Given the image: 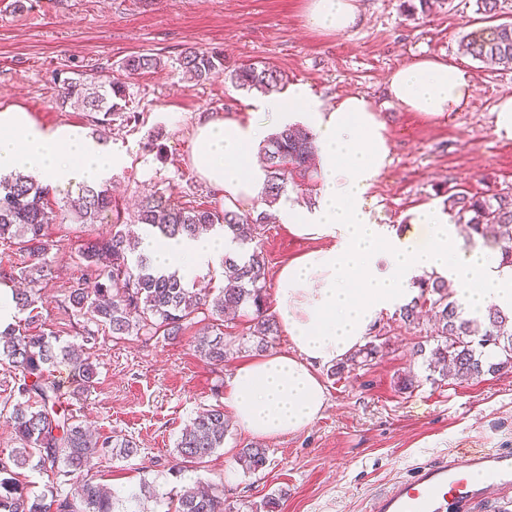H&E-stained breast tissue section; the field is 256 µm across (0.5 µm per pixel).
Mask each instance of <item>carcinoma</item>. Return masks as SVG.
Listing matches in <instances>:
<instances>
[{
  "mask_svg": "<svg viewBox=\"0 0 512 512\" xmlns=\"http://www.w3.org/2000/svg\"><path fill=\"white\" fill-rule=\"evenodd\" d=\"M476 6L488 25L464 35L463 50L487 65L511 64L512 22L494 23L498 0H476ZM179 63L183 73L196 81L208 80L224 70L223 57L196 47L186 48ZM159 67V57L137 54L125 59L120 70L132 78ZM231 79L243 89L267 93L281 84L283 76L269 65L242 64L232 70ZM60 89L61 103L84 112H101L106 121L117 108L112 99L123 96L125 82L114 77L90 92L84 83L64 78ZM315 152L313 135L299 126H285L272 134L264 146L267 181L261 203L270 208L288 186H303ZM48 192L30 175L16 173L0 179V239H20L26 257L18 276L27 288L15 292V308L20 312L37 309L36 303L41 301L39 285L48 271V255L56 247L48 232L52 220ZM68 210L84 224L95 223L106 211L114 215L115 230L110 237L88 240L75 251L83 275L68 288L67 300L74 312L87 317L81 333L83 341L88 343L95 337V331L89 328L91 323L107 326L116 339L165 336L175 340L202 315L214 325L212 334L197 341L196 351L208 363L219 366L228 355L221 324L224 314L252 310L250 335L257 338L261 349L276 332L274 316L266 314L265 259L258 248L247 256L224 258L227 286L214 295L186 287L184 277L157 268L146 253L130 257L127 221L108 190L87 186L70 199ZM445 210L451 221L466 226L471 239L476 235L484 239L488 229H495L493 243L500 260L512 266V191L477 196L461 189L448 195ZM270 219L271 214L265 210L242 215L182 202L163 192L145 197L134 216L135 223L162 237L226 232L240 246L257 241ZM417 287L421 295L428 296L436 332V346L428 360L430 371L444 378L451 375L473 380L512 367V311L494 306L477 317L467 318L463 304L449 289L448 280L434 272L421 276ZM376 353V345H365L336 364L331 375L355 365L358 357L366 362ZM2 359L22 373L20 395L39 399V405L19 403L11 413L20 447L11 452L12 466L0 467V512H118L119 499L89 479L88 472L94 458L113 451L125 459L137 452V445L127 438L93 437L88 428L63 409L60 387L51 375V367L66 361L82 385L89 388L96 377L90 356L77 353L72 345L54 344L48 333L10 324L0 333ZM227 433L224 408L217 406L198 414L181 433L174 464L169 468L171 474L178 476L183 469L204 463L224 447ZM236 461L244 472L256 474L267 466L266 449L246 445L238 450ZM31 464L57 477L82 478L78 496L63 494L53 485L41 496L30 495L16 479L14 469ZM149 496L164 507V512H227L224 487L201 479L179 490L153 489Z\"/></svg>",
  "mask_w": 512,
  "mask_h": 512,
  "instance_id": "obj_1",
  "label": "carcinoma"
}]
</instances>
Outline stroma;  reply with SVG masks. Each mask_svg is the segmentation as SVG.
I'll use <instances>...</instances> for the list:
<instances>
[{
    "instance_id": "obj_1",
    "label": "stroma",
    "mask_w": 512,
    "mask_h": 512,
    "mask_svg": "<svg viewBox=\"0 0 512 512\" xmlns=\"http://www.w3.org/2000/svg\"><path fill=\"white\" fill-rule=\"evenodd\" d=\"M308 0H0V105L16 104L39 128L77 126L102 133V144L119 157L107 180L122 212L167 190L175 198L223 207L218 192L190 164L195 124L210 113L245 119L263 95L238 88L231 71L244 63H267L284 78L280 97L307 86L325 103L358 93L380 110L390 137V162L370 192L371 209L382 224L411 228L410 211L443 206L450 191L477 195L512 190V140L493 133V108L512 93V65L487 66L463 53V35L482 27L475 0H436L432 10H412L406 0H358L360 18L343 34L311 30ZM189 46L220 53L223 73L199 83L183 75L181 52ZM151 53L160 68L127 79L121 109L111 123L96 124L85 112L60 106L55 76L85 80L97 68L118 71L125 58ZM466 66L475 89L464 111L442 117L410 112L394 103L386 78L423 57ZM111 213L93 224L56 223L58 245L49 255L38 319L59 342H80L84 320L66 294L81 270L73 259L81 241L109 236ZM266 278L290 260L327 247L326 239L299 237L282 223L266 225L260 238ZM249 319L224 326L230 352L223 365L204 360L195 332L176 340L128 336L114 339L100 328L88 349L98 375L80 391L68 365L53 375L63 405L83 425L137 444L130 459L94 460L95 482L126 496L149 482L170 491L178 483L204 479L222 484L231 512H266L279 495L278 512H367L371 498L424 461L452 455L456 448L512 452V368L472 380L430 374L428 320L405 324L398 310L382 314L369 331L380 351L367 365L330 376L320 366L328 405L302 431L253 440L230 426L223 448L182 478L169 468L184 427L199 412L223 404L236 367L257 348ZM414 373L412 388L401 386ZM20 371L0 362V461L18 441L10 415L20 398ZM258 443L268 456L259 474L243 473L239 448Z\"/></svg>"
}]
</instances>
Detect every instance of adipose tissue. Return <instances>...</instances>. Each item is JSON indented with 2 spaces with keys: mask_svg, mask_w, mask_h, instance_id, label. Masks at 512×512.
<instances>
[{
  "mask_svg": "<svg viewBox=\"0 0 512 512\" xmlns=\"http://www.w3.org/2000/svg\"><path fill=\"white\" fill-rule=\"evenodd\" d=\"M357 0H310L306 24L343 34L358 20ZM473 76L459 64L426 57L394 70L393 101L410 112L444 116L465 108ZM307 125L319 156L318 194L310 208L288 205L280 217L290 232L330 239L329 247L283 265L276 277L274 313L290 350L268 351L239 365L224 398L237 426L251 436L276 439L310 426L328 402L318 366L346 358L370 325L415 294L417 278L437 271L458 286L466 312L492 302L512 309V268L496 253L466 247L446 215L422 206L412 223L425 238L398 234L378 223L368 194L389 162L388 130L365 96L349 94L328 106L304 86L287 97L258 103L249 120L203 117L193 132L191 165L224 196L225 203H253L264 195L266 173L253 158L271 128ZM119 160L84 130L37 128L17 105L0 108V175H32L52 187L100 183ZM156 267L184 277L220 264L234 249L229 237L143 238Z\"/></svg>",
  "mask_w": 512,
  "mask_h": 512,
  "instance_id": "ef3b65f1",
  "label": "adipose tissue"
}]
</instances>
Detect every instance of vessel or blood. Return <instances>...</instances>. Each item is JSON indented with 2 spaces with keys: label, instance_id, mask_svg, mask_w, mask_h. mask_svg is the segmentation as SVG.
Returning a JSON list of instances; mask_svg holds the SVG:
<instances>
[{
  "label": "vessel or blood",
  "instance_id": "vessel-or-blood-1",
  "mask_svg": "<svg viewBox=\"0 0 512 512\" xmlns=\"http://www.w3.org/2000/svg\"><path fill=\"white\" fill-rule=\"evenodd\" d=\"M369 512H512V453L461 448L421 463L378 494Z\"/></svg>",
  "mask_w": 512,
  "mask_h": 512
}]
</instances>
